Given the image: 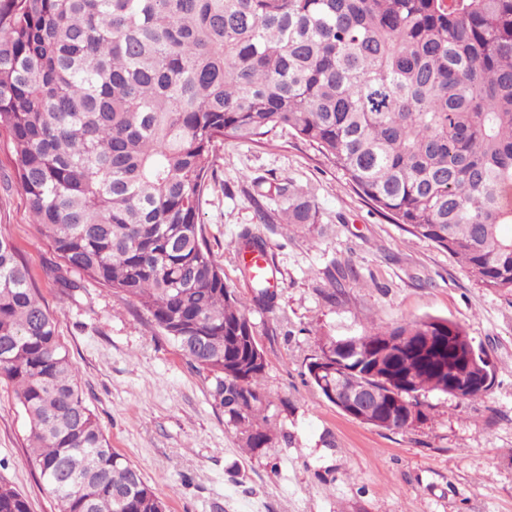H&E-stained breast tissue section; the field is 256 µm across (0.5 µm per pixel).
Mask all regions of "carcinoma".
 I'll use <instances>...</instances> for the list:
<instances>
[{"label":"carcinoma","instance_id":"carcinoma-1","mask_svg":"<svg viewBox=\"0 0 512 512\" xmlns=\"http://www.w3.org/2000/svg\"><path fill=\"white\" fill-rule=\"evenodd\" d=\"M0 129L62 293L78 274L132 298L195 368L242 447H272L265 366L237 340L275 294L251 268L224 284L200 220L217 143L288 129L376 210L512 293V0H0ZM283 223L317 206L288 179ZM237 251H267L249 227ZM327 336L347 384L379 394L380 428L404 405L456 395L473 339L425 317ZM242 373L228 380L229 366ZM27 419V453L61 512H165L86 405L55 316L0 232V379ZM0 512H29L0 481Z\"/></svg>","mask_w":512,"mask_h":512}]
</instances>
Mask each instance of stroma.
Returning <instances> with one entry per match:
<instances>
[{
  "instance_id": "1",
  "label": "stroma",
  "mask_w": 512,
  "mask_h": 512,
  "mask_svg": "<svg viewBox=\"0 0 512 512\" xmlns=\"http://www.w3.org/2000/svg\"><path fill=\"white\" fill-rule=\"evenodd\" d=\"M218 178L200 207L206 239L240 288L233 241L243 227L263 237L276 268L272 311L250 319L266 351L264 388L275 426L270 448L247 452L209 395L205 372L123 294L85 281L62 294L44 268L53 253L36 231L0 133V231L30 268L57 317L87 406L112 447L142 472L167 512H512V293L480 287L448 252L375 210L343 172L286 130L264 145L227 140ZM288 179L317 205L313 233L276 216L283 198H258L251 178ZM271 220L261 223L256 207ZM357 279L332 294L333 264ZM425 316L463 326L488 356L495 383L471 402L422 395L427 421L405 431L360 423L306 376L325 336L360 335L370 323ZM26 421L0 380V478L30 512H59L25 449Z\"/></svg>"
}]
</instances>
